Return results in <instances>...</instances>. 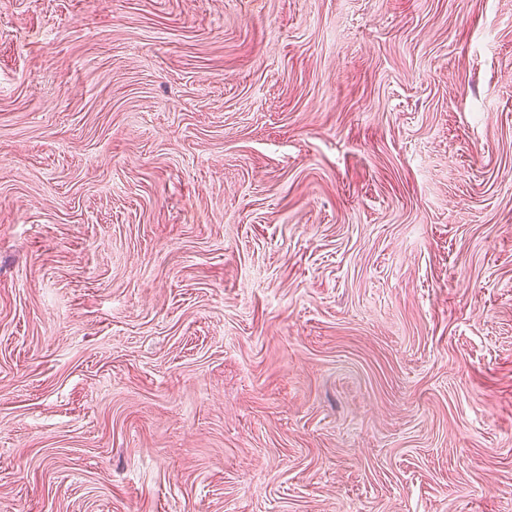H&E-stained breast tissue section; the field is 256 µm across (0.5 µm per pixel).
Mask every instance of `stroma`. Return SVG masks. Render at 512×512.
Wrapping results in <instances>:
<instances>
[{"instance_id":"1","label":"stroma","mask_w":512,"mask_h":512,"mask_svg":"<svg viewBox=\"0 0 512 512\" xmlns=\"http://www.w3.org/2000/svg\"><path fill=\"white\" fill-rule=\"evenodd\" d=\"M0 512H512V0H0Z\"/></svg>"}]
</instances>
